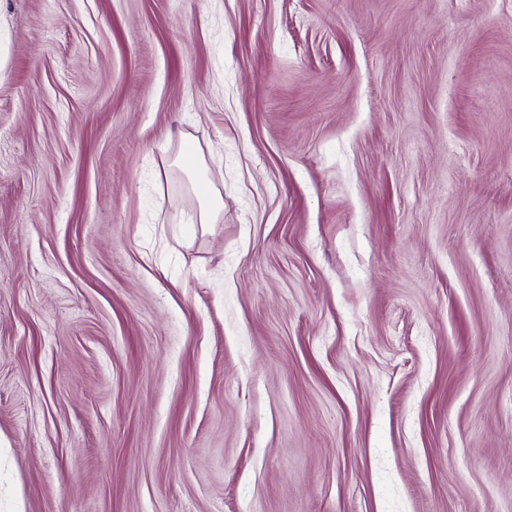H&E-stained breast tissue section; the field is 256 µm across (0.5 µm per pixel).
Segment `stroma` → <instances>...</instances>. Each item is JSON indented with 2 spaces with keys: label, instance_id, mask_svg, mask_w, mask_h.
<instances>
[{
  "label": "stroma",
  "instance_id": "obj_1",
  "mask_svg": "<svg viewBox=\"0 0 512 512\" xmlns=\"http://www.w3.org/2000/svg\"><path fill=\"white\" fill-rule=\"evenodd\" d=\"M0 512H512V0H0ZM223 207V199L218 193H206L200 204L198 214L199 224H216L219 213Z\"/></svg>",
  "mask_w": 512,
  "mask_h": 512
}]
</instances>
